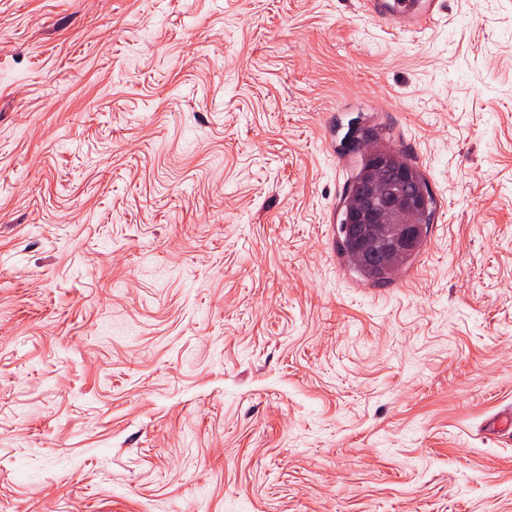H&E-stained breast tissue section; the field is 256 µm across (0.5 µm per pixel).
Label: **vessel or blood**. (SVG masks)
<instances>
[{
    "label": "vessel or blood",
    "instance_id": "b4317fda",
    "mask_svg": "<svg viewBox=\"0 0 512 512\" xmlns=\"http://www.w3.org/2000/svg\"><path fill=\"white\" fill-rule=\"evenodd\" d=\"M366 13L388 30L421 32L439 14L443 0H363Z\"/></svg>",
    "mask_w": 512,
    "mask_h": 512
}]
</instances>
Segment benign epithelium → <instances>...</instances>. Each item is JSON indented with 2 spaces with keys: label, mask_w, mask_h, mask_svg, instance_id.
Listing matches in <instances>:
<instances>
[{
  "label": "benign epithelium",
  "mask_w": 512,
  "mask_h": 512,
  "mask_svg": "<svg viewBox=\"0 0 512 512\" xmlns=\"http://www.w3.org/2000/svg\"><path fill=\"white\" fill-rule=\"evenodd\" d=\"M367 174V185L346 230L361 256L390 261L414 241L409 214L416 202L407 192V174L389 156L372 155Z\"/></svg>",
  "instance_id": "obj_1"
}]
</instances>
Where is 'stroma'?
Instances as JSON below:
<instances>
[{
  "label": "stroma",
  "mask_w": 512,
  "mask_h": 512,
  "mask_svg": "<svg viewBox=\"0 0 512 512\" xmlns=\"http://www.w3.org/2000/svg\"><path fill=\"white\" fill-rule=\"evenodd\" d=\"M434 199L373 285L364 130ZM512 0H0V512H512ZM366 13L390 31L422 32L442 10L443 0H363Z\"/></svg>",
  "instance_id": "1"
}]
</instances>
